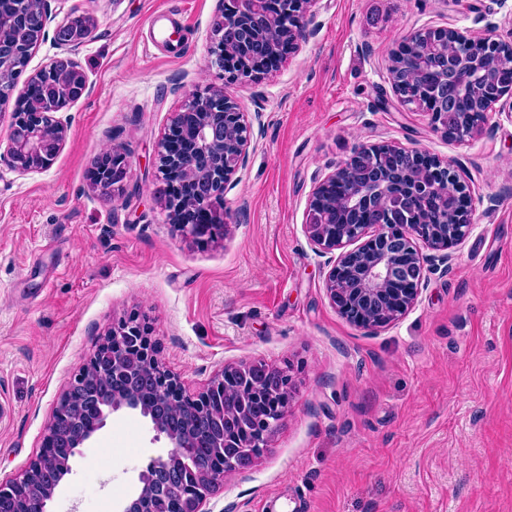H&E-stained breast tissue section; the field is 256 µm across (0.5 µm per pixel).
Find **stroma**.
<instances>
[{"instance_id":"stroma-1","label":"stroma","mask_w":512,"mask_h":512,"mask_svg":"<svg viewBox=\"0 0 512 512\" xmlns=\"http://www.w3.org/2000/svg\"><path fill=\"white\" fill-rule=\"evenodd\" d=\"M51 8L24 74L64 55L56 25L77 11L92 20L74 52L87 89L61 110L66 139L42 171L10 166L0 120V483L37 457L73 374L136 310L189 395L227 365L292 376L268 447L245 477H225L213 512H512V113L447 139L387 70L418 29L512 41V0H317L310 38L277 70L237 81L210 53L218 0ZM151 15L179 30L180 54L148 47ZM196 91L263 122L224 197L228 230L208 244L170 223L155 166L172 112ZM362 142L455 161L475 222L414 308L374 334L332 306L304 229L316 178ZM113 146L129 165L110 198L90 169ZM167 450L139 411L115 412L71 459L50 512H121Z\"/></svg>"}]
</instances>
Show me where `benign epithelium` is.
<instances>
[{"label": "benign epithelium", "instance_id": "7a95c632", "mask_svg": "<svg viewBox=\"0 0 512 512\" xmlns=\"http://www.w3.org/2000/svg\"><path fill=\"white\" fill-rule=\"evenodd\" d=\"M221 9L215 24V42L212 53L219 67L231 79L267 74L266 58L262 57L266 44H285L293 49L308 36L310 7L315 0H219ZM434 32L448 37L454 47L455 58L445 59L440 67L442 77L433 91L437 97V111L431 113L435 132L462 141L479 129L463 124L457 109L463 105L466 89L476 87L481 92L480 104L486 111L507 108L512 112V85L503 86V72L512 70V42L505 43L492 31L472 38L468 31L458 28H436ZM56 39L62 46L74 48L81 43L79 31L69 28V19L57 25ZM55 73L58 83L53 97L45 104V111L38 113L39 122L25 124L26 116L11 112L8 154L14 168L21 172H37L41 167L32 164L35 159L56 156L66 137L67 127L57 113L73 100L82 96L87 88L78 63L70 56H59L39 70ZM215 104L224 109V123L218 125L209 118ZM252 122L248 113L241 111L238 103L223 94L193 93L185 105L172 113L166 137L182 132L191 150L178 156L166 150L160 142L155 161L160 179H165L170 169L186 174L183 184L197 195L194 206L185 208L171 195L172 187L165 184L164 206L175 227L183 235L205 243L226 229L224 220V195L237 181V174L247 163ZM429 160L439 165L443 176L437 181L420 184L419 192L408 205L416 208L421 199L430 196L464 198L461 209H438L432 212L426 224H400L398 216L380 201L374 207L373 223L347 224L341 234L331 237L323 232L326 219L321 205L323 190L330 183H341L345 199L351 209L368 201L375 193L370 174L378 165L390 163L404 167V159ZM128 172L127 154L114 148L99 157L93 165L92 185L105 196H112L122 187ZM472 224V197L469 185L460 169L453 162L418 149H407L393 144L360 145L336 169L321 179L314 187L306 216L305 230L314 248L331 255L326 274V291L338 313L354 325L373 332L397 320L412 309L425 283L426 266L448 263V251L470 235ZM430 253L425 254L422 248ZM405 254L410 264L403 276L410 287L400 295L399 306L388 311L390 301L388 280L395 278L393 260ZM112 351V368H119L131 377L143 379L144 386L155 391L163 400V416L151 413L150 421L157 436L168 441L169 450L164 456L150 460L138 474V481L162 475L163 487L175 492L184 504V512H210L207 497L223 484L224 476L247 472L264 448L288 409L293 391L288 370L274 368L263 362L226 365L224 370L196 397L185 393L180 380L171 373L155 377L145 370L160 368L159 350L149 338V328L137 313L130 314L109 331L98 346ZM100 368L97 355L73 377L60 400L62 411L57 416L79 408L73 398L82 387L84 376ZM274 380L279 389L280 403L272 416L262 426L252 424L246 407L241 405L243 390L250 386L262 389L263 383ZM106 409L100 410L98 427L106 425L114 412L128 407V399L109 390L102 398ZM190 403L198 414L217 422L234 424L233 431L224 440L223 463L216 470L207 466L206 481L188 489L185 483L186 449L193 443L186 434L163 423V418Z\"/></svg>", "mask_w": 512, "mask_h": 512}]
</instances>
